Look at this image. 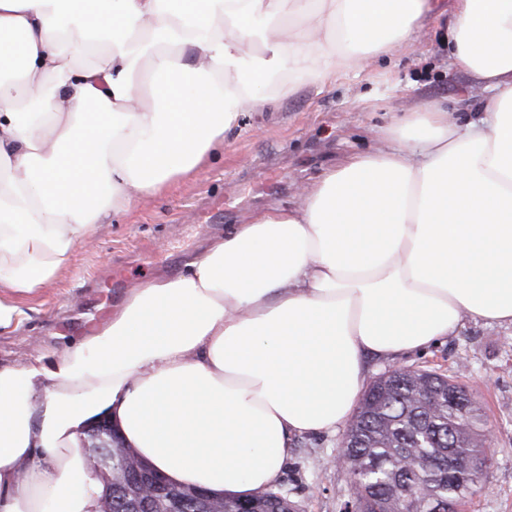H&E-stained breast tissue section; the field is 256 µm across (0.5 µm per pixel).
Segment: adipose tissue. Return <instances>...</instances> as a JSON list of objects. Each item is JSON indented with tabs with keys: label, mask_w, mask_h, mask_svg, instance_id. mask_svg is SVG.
<instances>
[{
	"label": "adipose tissue",
	"mask_w": 512,
	"mask_h": 512,
	"mask_svg": "<svg viewBox=\"0 0 512 512\" xmlns=\"http://www.w3.org/2000/svg\"><path fill=\"white\" fill-rule=\"evenodd\" d=\"M433 0H0V332L77 246L204 166L244 112L412 44ZM450 63L489 93L426 104L355 156L133 288L66 345L0 368V512H103L106 415L176 484L271 489L293 437L351 414L370 358L463 318L512 326V0H452Z\"/></svg>",
	"instance_id": "1"
}]
</instances>
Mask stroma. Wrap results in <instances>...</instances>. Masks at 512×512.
<instances>
[{
    "mask_svg": "<svg viewBox=\"0 0 512 512\" xmlns=\"http://www.w3.org/2000/svg\"><path fill=\"white\" fill-rule=\"evenodd\" d=\"M450 20V0H439L415 44L241 115L206 166L102 225L92 246L76 248L67 272L25 298L23 326L0 333V367L22 365L37 353L54 364L65 345L123 303L133 284L179 274L204 239L269 206L294 205L302 184L379 146L380 129L403 113L435 102L459 122L473 119L485 93L450 66L442 42ZM395 365L457 376L479 396L495 465L464 512H512V326L464 321L427 350L367 360L368 377ZM340 439L337 433L294 439L278 485L302 512H341L349 499L347 475L333 463Z\"/></svg>",
    "mask_w": 512,
    "mask_h": 512,
    "instance_id": "1",
    "label": "stroma"
}]
</instances>
